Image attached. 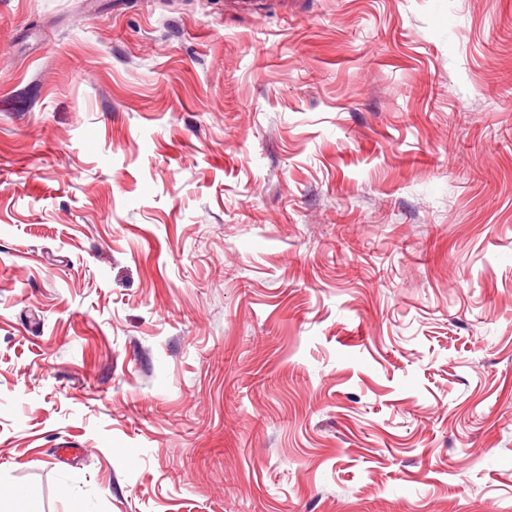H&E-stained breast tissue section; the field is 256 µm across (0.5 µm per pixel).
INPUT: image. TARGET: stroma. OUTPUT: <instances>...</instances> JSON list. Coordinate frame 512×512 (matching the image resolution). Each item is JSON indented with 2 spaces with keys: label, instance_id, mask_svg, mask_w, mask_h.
<instances>
[{
  "label": "stroma",
  "instance_id": "1",
  "mask_svg": "<svg viewBox=\"0 0 512 512\" xmlns=\"http://www.w3.org/2000/svg\"><path fill=\"white\" fill-rule=\"evenodd\" d=\"M512 512V0H0V496Z\"/></svg>",
  "mask_w": 512,
  "mask_h": 512
}]
</instances>
